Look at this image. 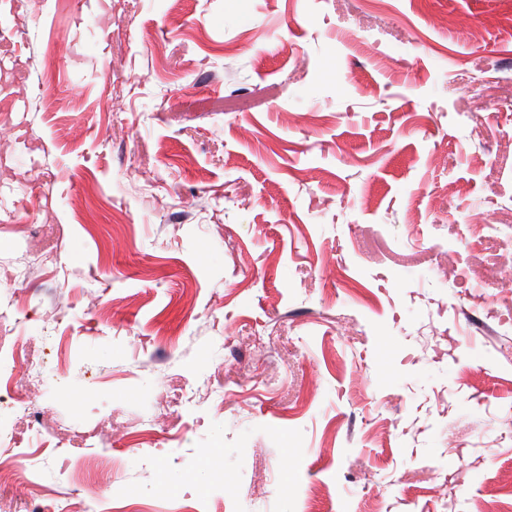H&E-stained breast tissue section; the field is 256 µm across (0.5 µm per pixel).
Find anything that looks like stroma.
<instances>
[{
  "label": "stroma",
  "mask_w": 512,
  "mask_h": 512,
  "mask_svg": "<svg viewBox=\"0 0 512 512\" xmlns=\"http://www.w3.org/2000/svg\"><path fill=\"white\" fill-rule=\"evenodd\" d=\"M0 308L89 313L54 435L121 512H512V0H12ZM49 228L51 262L28 223ZM111 435L101 457L93 435Z\"/></svg>",
  "instance_id": "stroma-1"
}]
</instances>
